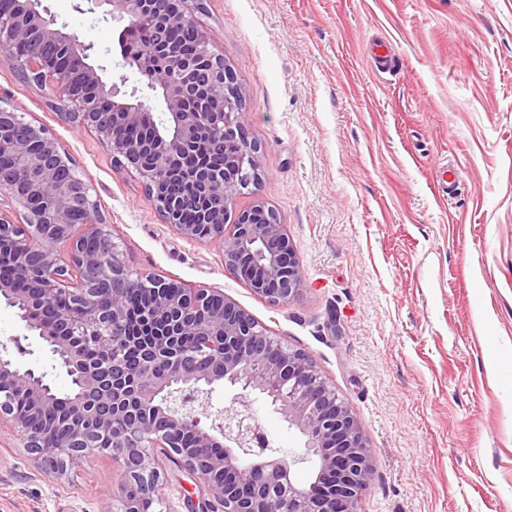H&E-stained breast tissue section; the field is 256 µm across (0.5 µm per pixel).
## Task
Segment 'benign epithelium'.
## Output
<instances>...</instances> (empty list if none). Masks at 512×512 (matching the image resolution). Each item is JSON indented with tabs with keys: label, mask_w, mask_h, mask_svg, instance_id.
<instances>
[{
	"label": "benign epithelium",
	"mask_w": 512,
	"mask_h": 512,
	"mask_svg": "<svg viewBox=\"0 0 512 512\" xmlns=\"http://www.w3.org/2000/svg\"><path fill=\"white\" fill-rule=\"evenodd\" d=\"M110 6L124 32L137 26L152 33L134 66L152 91H161L166 129L133 146L113 135V126L155 122L150 106L117 84H106L87 62L88 46L74 34L53 27L39 11L40 0H17V9L0 19V48L23 80L60 102L62 120L94 130L119 167L135 171L157 212L186 239L222 247L224 267L259 296L287 304L305 290L295 251L276 213L258 200L231 211V187L258 180L242 118L234 70L209 48L208 33L188 15V0H96ZM175 26L196 29L193 54L169 42ZM55 44L78 61L71 70L54 69L21 46ZM224 88L222 112L205 111V101ZM112 102L103 112L97 103ZM206 136L217 149L235 142L241 148L238 170L193 174L190 191L169 196L165 182L178 176L182 155ZM0 153L14 166L0 170V196L19 214L15 223L0 208V241L24 255L23 269L41 282L36 298H22L14 284L0 280V299L19 305L21 318L50 347L80 394L72 420L60 426L45 419L55 402L45 375L23 367L6 345L0 346V433L19 441L31 459L56 479L67 478L87 460L89 449L108 439L110 454L124 464L125 480L112 512H144L145 501L162 499L159 448L180 460L207 487V512H357L363 491L375 473L374 460L360 426L346 403L322 376L312 358L292 349L217 288L190 287L178 279L134 272L119 258L118 245L91 198L90 183L80 176L61 178L75 161L60 151L48 131L27 122L13 109L0 107ZM206 200L199 213L207 226L182 223L193 194ZM139 288L152 319L169 321L166 337L186 330L198 336L192 350H173L164 339L140 344L125 334L124 305ZM67 298L69 309L56 308ZM106 342L110 356L89 362L84 347ZM228 384L239 393L201 425L210 407L212 386ZM258 391L305 437V452L286 459L269 448L244 401ZM24 397L29 411L15 410ZM195 433L196 445L183 448L178 434ZM224 449L221 454L211 449ZM315 462L313 480L304 487L292 480L298 463Z\"/></svg>",
	"instance_id": "7a95c632"
}]
</instances>
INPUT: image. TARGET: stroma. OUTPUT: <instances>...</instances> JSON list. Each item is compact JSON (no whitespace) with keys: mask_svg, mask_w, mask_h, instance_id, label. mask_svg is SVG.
Returning a JSON list of instances; mask_svg holds the SVG:
<instances>
[{"mask_svg":"<svg viewBox=\"0 0 512 512\" xmlns=\"http://www.w3.org/2000/svg\"><path fill=\"white\" fill-rule=\"evenodd\" d=\"M89 45L106 83L122 66L121 21L91 0H42ZM236 75L261 180L305 290L276 305L155 210L95 133L64 122L0 62V106L46 127L92 185L126 263L223 290L307 352L357 418L376 470L360 512H512V0H191ZM391 45L394 65L371 48ZM56 390L70 379L17 308L0 300V345ZM249 408L278 455L304 439L263 394ZM124 471L102 454L67 480L0 438V512H110ZM162 512L209 494L165 464Z\"/></svg>","mask_w":512,"mask_h":512,"instance_id":"35a3bbf8","label":"stroma"}]
</instances>
